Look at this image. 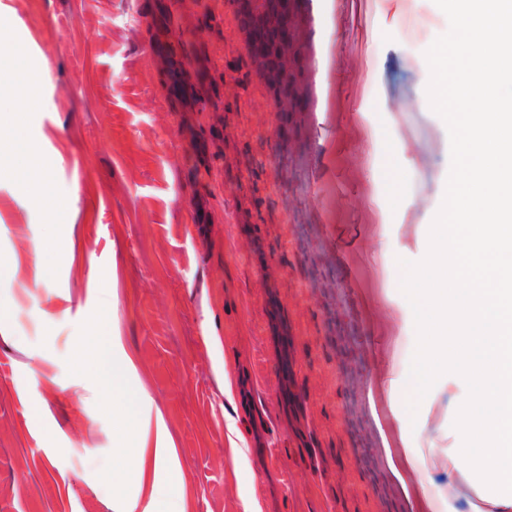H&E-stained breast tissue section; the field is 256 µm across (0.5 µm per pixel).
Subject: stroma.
I'll use <instances>...</instances> for the list:
<instances>
[{
  "label": "stroma",
  "instance_id": "stroma-1",
  "mask_svg": "<svg viewBox=\"0 0 512 512\" xmlns=\"http://www.w3.org/2000/svg\"><path fill=\"white\" fill-rule=\"evenodd\" d=\"M342 127L283 136L248 74L229 0H0L16 67L39 79L25 133L64 206L47 220L0 182V260L16 262L0 336V512H112V434L73 343L99 325L133 361L186 479L187 512H407L409 450L454 512L489 493L441 464L453 421L406 433L378 391L402 376V261H419L450 142L429 106L434 0H316ZM341 140L323 171L313 152ZM330 176L338 222L310 221ZM70 243L51 279L39 251ZM243 448L231 464L232 447Z\"/></svg>",
  "mask_w": 512,
  "mask_h": 512
}]
</instances>
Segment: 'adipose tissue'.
<instances>
[{"label": "adipose tissue", "instance_id": "obj_1", "mask_svg": "<svg viewBox=\"0 0 512 512\" xmlns=\"http://www.w3.org/2000/svg\"><path fill=\"white\" fill-rule=\"evenodd\" d=\"M13 45L0 38V93H9L13 100L10 113L13 122L11 140L0 142V154L13 155L22 150V164L0 166V178H8L19 188L22 200L35 202L45 216H52L60 201L50 174L42 165L38 147L26 138L21 117L24 107L37 95L39 83L34 75L23 73L8 63ZM93 364L94 378L101 400L111 403L116 416L135 414L133 433L117 434L113 453L116 457L110 477L117 493L114 512H186L184 475L174 448L164 436L148 438V419L143 411L146 399L131 400L125 389V379L132 367L126 354L95 331L83 337L73 350V365L83 368Z\"/></svg>", "mask_w": 512, "mask_h": 512}]
</instances>
